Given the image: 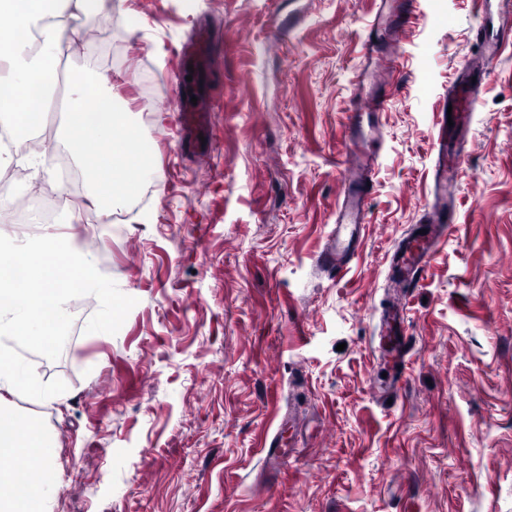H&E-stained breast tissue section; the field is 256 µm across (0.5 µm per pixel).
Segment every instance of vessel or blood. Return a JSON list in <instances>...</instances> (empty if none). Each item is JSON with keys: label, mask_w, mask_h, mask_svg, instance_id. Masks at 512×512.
Instances as JSON below:
<instances>
[{"label": "vessel or blood", "mask_w": 512, "mask_h": 512, "mask_svg": "<svg viewBox=\"0 0 512 512\" xmlns=\"http://www.w3.org/2000/svg\"><path fill=\"white\" fill-rule=\"evenodd\" d=\"M479 5L493 3L489 16V27H477L476 38L481 45V54L466 60L462 66L464 76L448 89V102L452 106V124H440L435 144L434 182L435 194L432 207L441 216L440 221L427 224L425 233L406 236L394 251L390 268L393 278L403 287L410 288L420 283L427 263L438 241L450 233L444 221L448 215V200L455 189L460 171V157L450 151V145L459 126L467 124L480 101L481 85L474 82L475 73L488 70L490 63L501 61L503 54L512 48V0H477ZM393 20L383 26L381 18H374L371 28H384L385 36L392 47H400L404 37L418 13V0H392ZM387 95H374L360 99L349 115L348 131L357 134L363 121L379 125L386 112ZM210 107L190 106L180 112L179 125L184 138L194 147H201L203 140L211 139ZM344 180L340 195L339 223L349 225L348 238L333 237L321 251L317 265L336 274H344L350 263L357 258L361 239V226L367 218L370 199V181L375 176V161L363 152L359 142H352L341 160ZM381 333L392 343L396 354L395 374L403 376L410 341L404 334L399 308H391L383 318Z\"/></svg>", "instance_id": "obj_1"}]
</instances>
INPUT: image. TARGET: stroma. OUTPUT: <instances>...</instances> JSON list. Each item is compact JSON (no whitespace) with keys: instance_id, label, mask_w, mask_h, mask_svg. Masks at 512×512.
<instances>
[{"instance_id":"35a3bbf8","label":"stroma","mask_w":512,"mask_h":512,"mask_svg":"<svg viewBox=\"0 0 512 512\" xmlns=\"http://www.w3.org/2000/svg\"><path fill=\"white\" fill-rule=\"evenodd\" d=\"M376 0H112L63 67L128 103L152 196L118 224L89 211L38 135L25 189L58 192L75 247L137 303L113 335L78 332L60 403L21 395L57 451L52 512H512V59L468 133L459 224L401 294L386 258L431 216L438 114L480 47L474 0H420L380 121L364 247L341 277L314 261L336 224L346 115ZM209 64L177 84L198 32ZM212 104L209 150L182 144L177 87ZM406 298L412 350L389 385L379 319Z\"/></svg>"}]
</instances>
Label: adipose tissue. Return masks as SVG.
Returning <instances> with one entry per match:
<instances>
[{
    "mask_svg": "<svg viewBox=\"0 0 512 512\" xmlns=\"http://www.w3.org/2000/svg\"><path fill=\"white\" fill-rule=\"evenodd\" d=\"M55 0H0V13L14 24L0 29V116L8 117L20 138L46 122L43 104L57 81L68 91L66 143L76 158L99 214L110 217L136 195L149 174L145 147L132 132L124 108L104 88L101 79L83 68L59 75L58 64L77 34L76 14H64ZM102 143L90 154L88 138Z\"/></svg>",
    "mask_w": 512,
    "mask_h": 512,
    "instance_id": "ef3b65f1",
    "label": "adipose tissue"
}]
</instances>
